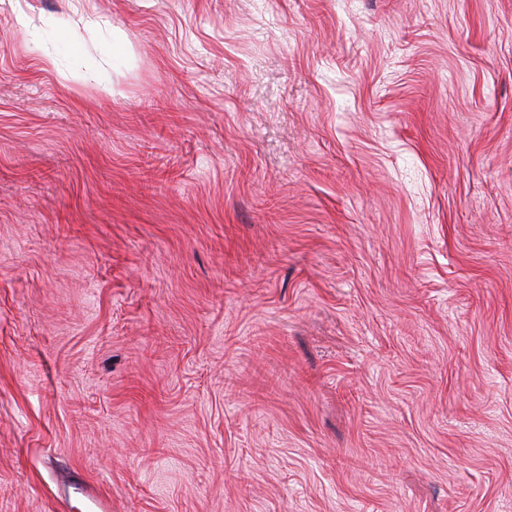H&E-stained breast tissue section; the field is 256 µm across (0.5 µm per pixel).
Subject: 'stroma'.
Masks as SVG:
<instances>
[{
  "mask_svg": "<svg viewBox=\"0 0 512 512\" xmlns=\"http://www.w3.org/2000/svg\"><path fill=\"white\" fill-rule=\"evenodd\" d=\"M84 7L0 0V512H512V0Z\"/></svg>",
  "mask_w": 512,
  "mask_h": 512,
  "instance_id": "stroma-1",
  "label": "stroma"
}]
</instances>
